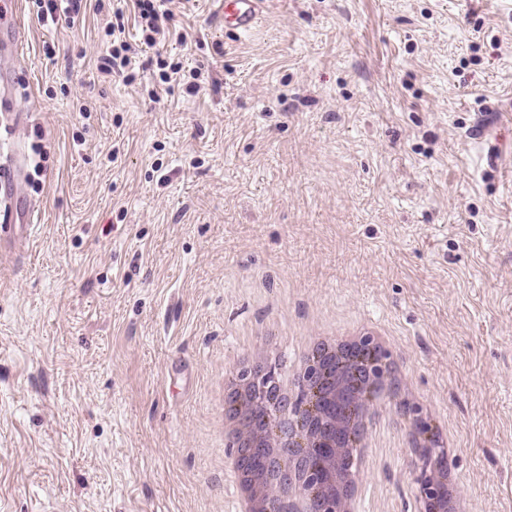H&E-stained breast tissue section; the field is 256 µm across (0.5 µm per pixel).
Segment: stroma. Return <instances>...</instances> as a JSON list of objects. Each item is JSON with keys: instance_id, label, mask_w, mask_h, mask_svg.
Returning a JSON list of instances; mask_svg holds the SVG:
<instances>
[{"instance_id": "35a3bbf8", "label": "stroma", "mask_w": 512, "mask_h": 512, "mask_svg": "<svg viewBox=\"0 0 512 512\" xmlns=\"http://www.w3.org/2000/svg\"><path fill=\"white\" fill-rule=\"evenodd\" d=\"M12 72L32 238L0 263V512H234L214 388L279 323L384 324L456 438L471 512H512V0H170L185 44L101 77L113 0ZM198 92L153 98L158 59ZM495 113L488 141L470 133ZM383 407L362 512H416ZM224 11V35L228 32L238 38L251 33L259 23L262 5L267 0H219Z\"/></svg>"}]
</instances>
